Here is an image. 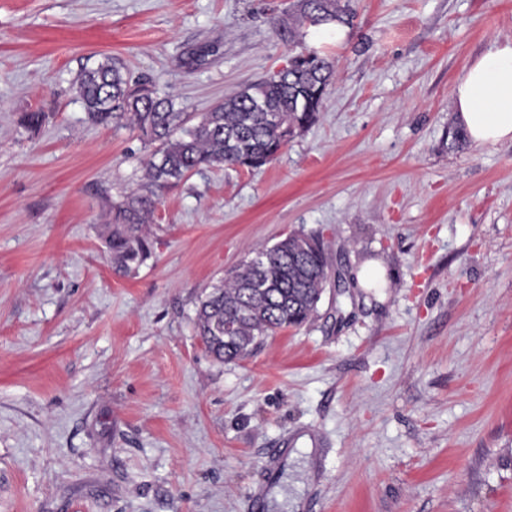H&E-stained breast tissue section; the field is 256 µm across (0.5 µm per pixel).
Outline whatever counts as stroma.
Returning <instances> with one entry per match:
<instances>
[{
	"label": "stroma",
	"mask_w": 512,
	"mask_h": 512,
	"mask_svg": "<svg viewBox=\"0 0 512 512\" xmlns=\"http://www.w3.org/2000/svg\"><path fill=\"white\" fill-rule=\"evenodd\" d=\"M291 2L0 0V512H270L283 476L299 512H512V145L450 136L512 0H353L341 27ZM303 48L336 61L317 121L164 190L116 272L153 148L88 120L80 72L117 58L198 115ZM298 232L330 257L316 314L216 361L201 297Z\"/></svg>",
	"instance_id": "35a3bbf8"
}]
</instances>
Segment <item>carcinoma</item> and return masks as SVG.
Instances as JSON below:
<instances>
[{
    "mask_svg": "<svg viewBox=\"0 0 512 512\" xmlns=\"http://www.w3.org/2000/svg\"><path fill=\"white\" fill-rule=\"evenodd\" d=\"M350 3L300 0L294 16L303 26L343 23ZM334 62L300 51L280 74L226 97L201 116L177 112L155 88L133 80L110 56L84 69L76 89L88 119L108 126L126 121L156 145L147 162V184L120 203L107 225L105 244L112 266L125 274L151 256L143 224L157 193L203 166L236 164L248 170L271 163L288 142L322 111ZM264 98L266 108L252 105ZM329 259L316 236L293 233L259 249L199 302L195 330L218 361L248 356L267 337L299 327L317 312L329 277Z\"/></svg>",
    "mask_w": 512,
    "mask_h": 512,
    "instance_id": "obj_1",
    "label": "carcinoma"
}]
</instances>
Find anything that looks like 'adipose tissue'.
Listing matches in <instances>:
<instances>
[{
  "label": "adipose tissue",
  "instance_id": "1",
  "mask_svg": "<svg viewBox=\"0 0 512 512\" xmlns=\"http://www.w3.org/2000/svg\"><path fill=\"white\" fill-rule=\"evenodd\" d=\"M452 99L472 143L512 144V40L476 58L454 85Z\"/></svg>",
  "mask_w": 512,
  "mask_h": 512
}]
</instances>
